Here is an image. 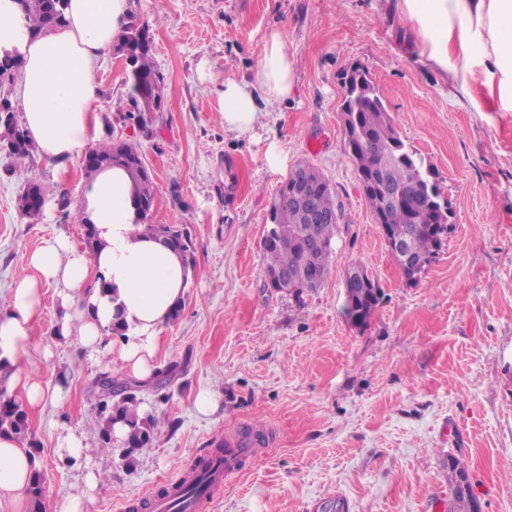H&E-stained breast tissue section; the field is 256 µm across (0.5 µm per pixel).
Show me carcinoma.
Instances as JSON below:
<instances>
[{"label":"carcinoma","instance_id":"cac0c4a2","mask_svg":"<svg viewBox=\"0 0 512 512\" xmlns=\"http://www.w3.org/2000/svg\"><path fill=\"white\" fill-rule=\"evenodd\" d=\"M27 20L28 29L38 35L61 26L65 22V0H16ZM149 25L138 20L136 10L129 16L114 41L113 52L128 46L139 48L134 59L130 81L129 118H138L142 125L151 122V113L161 106L164 81L155 68L151 53ZM348 128L344 129L347 142L345 155L355 168L359 181L365 187L364 200L376 217L377 223L389 238L411 236L415 259L424 272L442 248V235L448 225L440 223L441 215L435 198L440 196L436 173L417 151L407 147L401 139L394 117L377 94L368 72L352 77L348 94ZM0 146L8 153L24 160L31 156L34 145L16 118L0 121ZM91 152L95 166L85 169L88 176L99 169L118 165L131 175L137 194L140 223L144 232L152 235L165 247L179 252L185 264L195 268L194 243L185 224H153L150 221L157 186L147 170L140 144L134 140L106 141L96 144ZM302 173V194L288 201L293 179H287L273 198L266 223L273 226V235L263 238L261 248L266 258V284H271L278 273L300 274L312 267L319 269L320 283H308L313 291L321 287L330 272L333 253L332 241L338 224L343 220L342 205L323 173L310 164L298 165ZM313 201L318 212L325 215L314 221L305 214L308 201ZM379 291L359 285L344 305L348 320L358 325L368 324L379 304ZM98 414L103 417L101 448L112 453L114 425L125 427L123 461L133 466L135 453L148 447L154 438L157 422L139 414V402L134 388L104 375L99 379ZM11 435L24 445L33 460L28 490L29 512H45L43 502L44 475L40 464V447L31 427L27 412L9 391L7 376H0V434ZM196 479L184 487L180 500L172 512H184L182 504L210 494L216 484L212 471L203 460L192 467ZM448 480L451 496L448 512H477L476 498L469 475L461 462L448 457Z\"/></svg>","mask_w":512,"mask_h":512}]
</instances>
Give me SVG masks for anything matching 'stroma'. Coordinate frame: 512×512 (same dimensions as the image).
Instances as JSON below:
<instances>
[{
    "label": "stroma",
    "mask_w": 512,
    "mask_h": 512,
    "mask_svg": "<svg viewBox=\"0 0 512 512\" xmlns=\"http://www.w3.org/2000/svg\"><path fill=\"white\" fill-rule=\"evenodd\" d=\"M165 94L151 137L123 124L128 87L114 55L101 58L99 138L139 140L157 184L151 221L185 224L195 271L155 365L169 383L145 381L137 398L157 427L126 466L123 440L100 449L92 394L104 372L130 373L114 356H88L78 336H52L61 314L46 288L29 370L59 399L29 410L41 446L44 505L81 497L86 512H125L176 479L225 436L260 442L205 512H444L449 457L465 466L481 512H512V112H473L449 99L436 72L413 59L408 23L389 0H139ZM293 59L288 100L260 101L245 133L225 131L215 94L251 80L270 32ZM368 71L406 145L438 174L452 213L448 236L418 283H407L364 203L344 153L341 77ZM277 153L283 167L268 163ZM318 168L344 207L330 274L302 298L265 285L261 250L268 205L298 164ZM62 187L77 200L80 164L58 175L32 154L0 155V304L34 270L45 240L82 245L80 225L56 200L21 217L28 184ZM361 264L381 290L367 326L346 318L344 272ZM210 391L216 409L195 400ZM80 458L59 456L68 432ZM98 478L89 493L87 474Z\"/></svg>",
    "instance_id": "stroma-1"
}]
</instances>
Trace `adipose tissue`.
Returning <instances> with one entry per match:
<instances>
[{"mask_svg": "<svg viewBox=\"0 0 512 512\" xmlns=\"http://www.w3.org/2000/svg\"><path fill=\"white\" fill-rule=\"evenodd\" d=\"M396 8L412 24V50L454 98L474 112H512V0H396ZM127 15V0H66L65 24L32 39L13 0H0V51L20 54L23 126L58 173H67L97 139L95 63L111 53ZM294 86L288 45L272 31L253 80H228L215 90L225 130H251L259 98L288 99ZM76 208L94 224L101 249L91 256L64 237L46 242L30 257L34 277L17 283L0 311V361L12 367L8 386L32 408L44 404L47 392L23 360L45 287L58 288L62 315L54 334L78 333L91 352H112L146 380L155 369L160 333L190 278L174 251L136 233V192L122 167L100 169ZM116 315L124 327L119 337L111 334ZM29 476L28 451L0 435V512H24Z\"/></svg>", "mask_w": 512, "mask_h": 512, "instance_id": "1", "label": "adipose tissue"}]
</instances>
